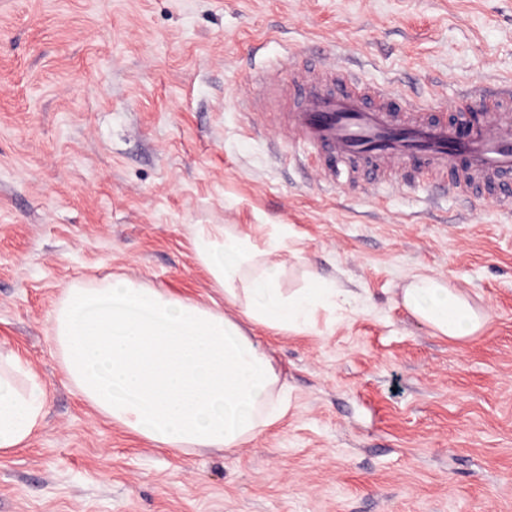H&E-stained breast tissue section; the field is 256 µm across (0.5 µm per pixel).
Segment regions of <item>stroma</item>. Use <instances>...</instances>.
<instances>
[{
	"label": "stroma",
	"instance_id": "35a3bbf8",
	"mask_svg": "<svg viewBox=\"0 0 512 512\" xmlns=\"http://www.w3.org/2000/svg\"><path fill=\"white\" fill-rule=\"evenodd\" d=\"M436 105L512 80V0H0V350L46 386L0 452V512H512V203L430 184L376 200L319 182L241 111L304 48ZM198 224L285 229L284 293L318 271L351 307L300 331L248 326L287 411L241 447H156L67 381L53 315L123 275L221 300ZM424 271L490 319L433 335L400 303Z\"/></svg>",
	"mask_w": 512,
	"mask_h": 512
}]
</instances>
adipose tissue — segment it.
<instances>
[{"mask_svg":"<svg viewBox=\"0 0 512 512\" xmlns=\"http://www.w3.org/2000/svg\"><path fill=\"white\" fill-rule=\"evenodd\" d=\"M191 244L226 302L242 320L165 290L115 279L71 288L53 316L52 334L68 379L101 415L157 447L226 449L264 431L283 410L284 391L264 345L244 323L290 331L307 327L336 291L312 274L311 287L284 294L272 264L250 281L244 266L282 240L257 244L220 224L197 225ZM404 307L434 335H475L487 314L435 276L414 275ZM45 391L18 359L0 355V452L26 443L44 418Z\"/></svg>","mask_w":512,"mask_h":512,"instance_id":"adipose-tissue-1","label":"adipose tissue"}]
</instances>
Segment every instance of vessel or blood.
<instances>
[{"label": "vessel or blood", "mask_w": 512, "mask_h": 512, "mask_svg": "<svg viewBox=\"0 0 512 512\" xmlns=\"http://www.w3.org/2000/svg\"><path fill=\"white\" fill-rule=\"evenodd\" d=\"M274 121L319 162L331 187L383 186L396 167L468 205L512 200V82L474 84L432 107L376 86L351 70L320 85L311 67H278ZM483 107L481 118L468 114Z\"/></svg>", "instance_id": "1"}]
</instances>
